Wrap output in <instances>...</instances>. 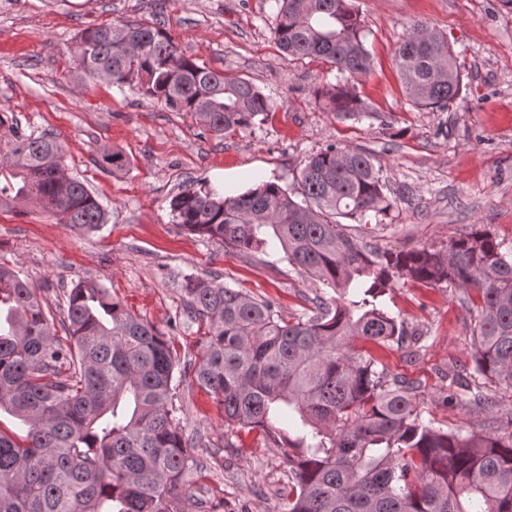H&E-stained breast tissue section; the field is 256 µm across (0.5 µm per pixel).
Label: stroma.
Instances as JSON below:
<instances>
[{
	"label": "stroma",
	"mask_w": 512,
	"mask_h": 512,
	"mask_svg": "<svg viewBox=\"0 0 512 512\" xmlns=\"http://www.w3.org/2000/svg\"><path fill=\"white\" fill-rule=\"evenodd\" d=\"M373 57L369 73L350 78L370 107L365 117L325 110L316 91L335 81L324 60H288L273 34L272 0H0V110L23 135L55 134L68 176L86 183L106 210L94 232L57 223L33 204L0 210V263L21 270L48 308L64 291L94 279L134 315L170 339L180 364L198 360L206 326L176 323L179 288L208 277L276 302L295 320L332 291L305 279L283 254H237L222 242L176 224L170 201L182 187L225 194L272 181L293 190L308 158L335 144L371 154L391 188L383 218L347 221L367 244L395 250L441 249L486 224L512 241V0H353ZM158 23L179 50L269 95L273 117L213 134L130 89L92 80L70 48L80 31L117 22ZM424 24L448 38L464 89L446 111L419 109L405 94L394 62L398 42ZM129 160L101 168L102 149ZM385 306L421 334L417 356L372 346L392 373L419 384V406L435 427H479L480 414L447 404L450 366L472 364L471 313L444 284L399 283ZM181 424L200 443L183 491L189 512H281L288 459L257 433H228L224 411L191 382L180 386Z\"/></svg>",
	"instance_id": "35a3bbf8"
}]
</instances>
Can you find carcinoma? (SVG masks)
I'll return each instance as SVG.
<instances>
[{"mask_svg":"<svg viewBox=\"0 0 512 512\" xmlns=\"http://www.w3.org/2000/svg\"><path fill=\"white\" fill-rule=\"evenodd\" d=\"M274 5V38L287 56L323 59L343 76L371 69L351 0ZM74 59L89 79L135 89L212 133L274 112L251 81L197 64L156 25L86 28ZM395 62L414 106L444 111L460 98L463 75L442 33L414 27ZM317 100L340 116L368 111L343 79ZM63 161L55 136L14 135L0 163V208L32 202L73 229H99L105 210ZM97 163L123 170L128 161L104 150ZM298 187L300 203L270 181L227 197L189 185L172 198L180 226L237 253L281 251L335 293L287 322L271 299L187 279L183 316L208 332L183 376L224 409L228 429L256 430L288 456L282 512H512V418L486 391L489 382L512 389V244L486 224L446 251H380L353 239L340 219L390 208L381 167L364 151L327 146ZM400 280L446 282L473 309L472 367L448 369L447 403L484 412L481 429L435 428L418 385L359 346L395 343L414 354L420 337L382 302ZM65 303L62 340L36 288L0 264V411L23 425L21 434L0 429V512H188L178 488L201 464L177 417L173 347L95 280L75 284Z\"/></svg>","mask_w":512,"mask_h":512,"instance_id":"cac0c4a2","label":"carcinoma"}]
</instances>
